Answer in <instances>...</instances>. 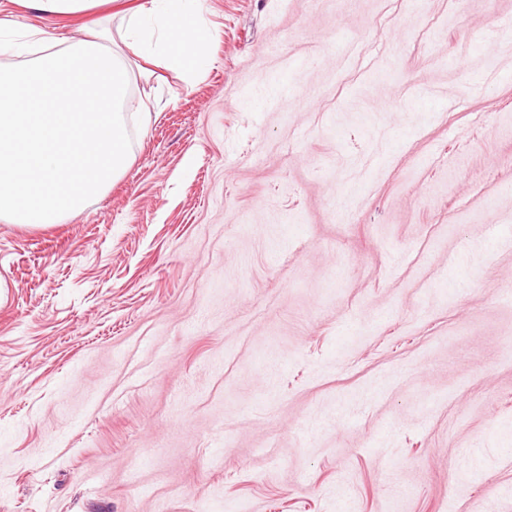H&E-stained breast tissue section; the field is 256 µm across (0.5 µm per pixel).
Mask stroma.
Masks as SVG:
<instances>
[{"label": "stroma", "instance_id": "obj_1", "mask_svg": "<svg viewBox=\"0 0 512 512\" xmlns=\"http://www.w3.org/2000/svg\"><path fill=\"white\" fill-rule=\"evenodd\" d=\"M200 8L124 174L0 221V512H512V0Z\"/></svg>", "mask_w": 512, "mask_h": 512}]
</instances>
